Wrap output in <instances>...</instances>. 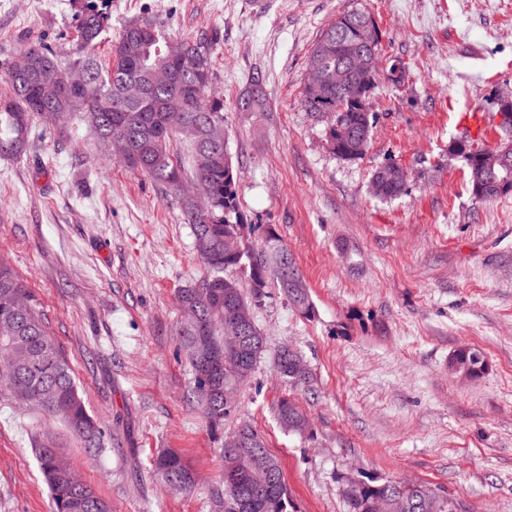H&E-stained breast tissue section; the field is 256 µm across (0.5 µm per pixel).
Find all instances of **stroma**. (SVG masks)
Instances as JSON below:
<instances>
[{
    "label": "stroma",
    "mask_w": 512,
    "mask_h": 512,
    "mask_svg": "<svg viewBox=\"0 0 512 512\" xmlns=\"http://www.w3.org/2000/svg\"><path fill=\"white\" fill-rule=\"evenodd\" d=\"M107 37L153 17L186 38L218 31L214 87L224 95L240 211L261 244L275 228L302 271L315 314L278 294L255 309L268 355L239 391L232 432L250 422L279 459L297 512H347L346 475L430 483L466 512H512V194L474 197L460 113L484 112L494 150L512 143L499 105L512 102V0H95ZM368 12L381 68L369 98L362 159L332 153L302 100L313 45L336 15ZM73 0H0V62L37 37L74 57ZM262 111L238 100L253 76ZM404 168L400 196H373L380 166ZM0 258L31 288L50 332L106 429L89 456L60 422L0 393V512H51L35 446L61 458L112 512H214L222 478L214 441L179 349L177 292L202 263L179 206L110 160L79 115L62 131L35 124L26 154L0 158ZM290 345L313 389L297 399L310 440L275 416L289 391L272 353ZM479 349L484 374L448 370L457 348ZM182 455L195 483L165 484L155 461Z\"/></svg>",
    "instance_id": "obj_1"
}]
</instances>
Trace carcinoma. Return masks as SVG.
<instances>
[{"mask_svg": "<svg viewBox=\"0 0 512 512\" xmlns=\"http://www.w3.org/2000/svg\"><path fill=\"white\" fill-rule=\"evenodd\" d=\"M104 17L90 9L82 13L77 57L63 65L54 49L31 41L0 64V157L27 152L34 122L54 130L72 112H82L99 140L123 165L162 186L175 200L186 223L192 225L195 247L203 263L196 281L180 290L181 320L177 334L188 355L193 392L210 433L225 442L224 419L238 411L239 402L224 399V384L242 385L266 352L257 324H247L255 345L241 360L229 357L218 375H207L195 362L197 337L222 346L232 335L228 324L239 308L254 310L275 288L299 313L314 314L309 289L280 235L269 229L260 247L250 241L240 213L238 169L225 142L224 98L207 94L213 84L211 55L219 41L216 31L195 39L173 38L152 18L128 22L109 42L107 58L98 55ZM378 28L366 11L352 9L338 16L322 33L308 58L316 76L305 86L303 107L327 120L326 137L332 152L347 161L367 150L372 122L369 97L377 76ZM265 101L259 81L241 100L240 108H260ZM453 151L467 160L472 194L490 200L512 192L511 172L489 165L487 151L459 140ZM407 181L397 165L376 169L374 196L393 199ZM458 374L476 378L486 370L480 350L465 346L453 353ZM277 373L294 387L312 385L306 362L288 346L273 357ZM0 382L8 399L20 408L38 409L61 420L81 440L89 455L103 448L105 430L89 413L67 361L46 326L36 299L25 281L0 261ZM279 425L301 437H314L311 421L298 403L280 398L275 406ZM243 428L248 441L233 461L242 472L239 482L213 492L219 512H288L287 484L278 459L264 437L251 425ZM41 474L51 492L52 512H112L109 502L59 465L52 446L35 448ZM156 469L164 482L193 485L191 471L175 452L161 455ZM267 477L275 494L252 503V484ZM349 512H375L382 500H396L403 512H457L458 498L439 487H405L391 481L360 480L342 489Z\"/></svg>", "mask_w": 512, "mask_h": 512, "instance_id": "obj_1", "label": "carcinoma"}]
</instances>
